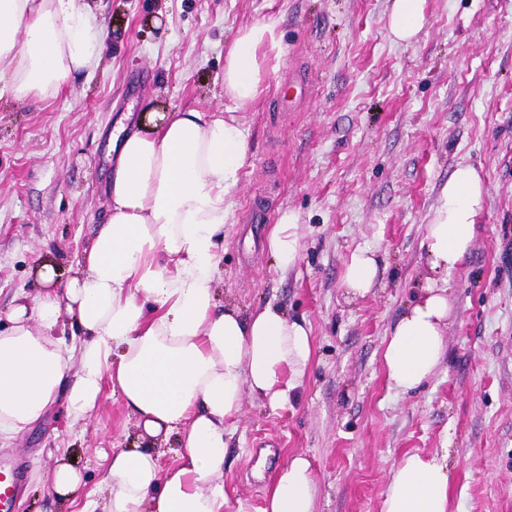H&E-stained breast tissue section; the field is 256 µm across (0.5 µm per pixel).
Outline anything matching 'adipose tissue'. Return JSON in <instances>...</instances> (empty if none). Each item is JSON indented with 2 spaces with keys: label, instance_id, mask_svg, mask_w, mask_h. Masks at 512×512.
<instances>
[{
  "label": "adipose tissue",
  "instance_id": "1",
  "mask_svg": "<svg viewBox=\"0 0 512 512\" xmlns=\"http://www.w3.org/2000/svg\"><path fill=\"white\" fill-rule=\"evenodd\" d=\"M425 0H393L389 32L411 43L425 25ZM107 31L80 0H0V94L19 102L60 89L97 65ZM273 21L240 28L224 56L231 109L210 118L197 109L155 104L112 139L117 158L108 208L81 262L61 276L38 269L45 292L17 294L0 329V439L29 431L65 397L73 418L98 406L111 373L126 407L151 438L176 435L172 467L148 448L114 451L105 512H227L225 432L245 397L286 409L313 358L311 330L273 304L248 315L216 302L219 242L233 209L249 143L236 110L253 104L282 65ZM483 181L458 165L442 189L423 246L430 271L386 339L388 384L401 392L431 376L445 353L446 282L470 251L484 208ZM297 218L283 213L265 245L281 269L294 266ZM378 260L356 249L342 282L365 295ZM70 315L76 345L59 342ZM454 474L447 449L410 452L394 465L381 512H450ZM318 486L310 461L294 456L278 471L263 512H314Z\"/></svg>",
  "mask_w": 512,
  "mask_h": 512
}]
</instances>
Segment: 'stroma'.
I'll use <instances>...</instances> for the list:
<instances>
[{
  "mask_svg": "<svg viewBox=\"0 0 512 512\" xmlns=\"http://www.w3.org/2000/svg\"><path fill=\"white\" fill-rule=\"evenodd\" d=\"M110 32L98 66L56 93L0 96V311L37 296L36 270L69 267L103 223L116 155L109 139L152 103L223 115L224 50L240 26L276 21L285 49L271 88L243 110L250 155L224 226L219 302H267L311 328L303 386L274 412L245 398L225 436L224 483L262 512L277 470L307 457L316 512H381L396 462L444 447L455 512H512V0H425L416 41L394 44L391 0H86ZM460 163L486 194L474 244L448 281L445 353L407 393L389 390L384 341L425 282L422 242L441 187ZM269 223L251 221L250 207ZM300 224L280 272L265 247L283 212ZM379 264L362 297L341 284L359 247ZM104 378L97 409L64 401L0 459L27 480L12 512H81L102 501L107 456L142 446ZM74 456V501L49 482Z\"/></svg>",
  "mask_w": 512,
  "mask_h": 512,
  "instance_id": "obj_1",
  "label": "stroma"
}]
</instances>
